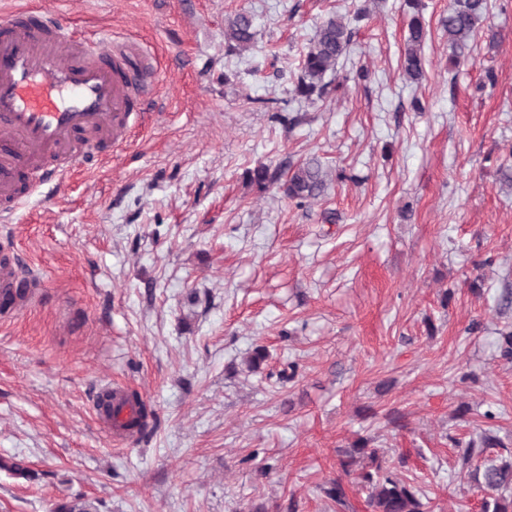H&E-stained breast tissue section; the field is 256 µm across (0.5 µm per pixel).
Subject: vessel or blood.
<instances>
[{
    "label": "vessel or blood",
    "instance_id": "1",
    "mask_svg": "<svg viewBox=\"0 0 512 512\" xmlns=\"http://www.w3.org/2000/svg\"><path fill=\"white\" fill-rule=\"evenodd\" d=\"M151 49L135 41L75 37L60 10L18 8L0 16V213L12 214L36 187L59 184L76 167L99 165L127 142L137 99L156 75ZM42 280L0 248V320L24 312ZM142 395L106 383L95 399L101 429L120 443Z\"/></svg>",
    "mask_w": 512,
    "mask_h": 512
}]
</instances>
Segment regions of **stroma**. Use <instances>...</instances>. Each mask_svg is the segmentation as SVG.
<instances>
[{
  "instance_id": "1",
  "label": "stroma",
  "mask_w": 512,
  "mask_h": 512,
  "mask_svg": "<svg viewBox=\"0 0 512 512\" xmlns=\"http://www.w3.org/2000/svg\"><path fill=\"white\" fill-rule=\"evenodd\" d=\"M449 2L422 0L412 82L403 0H0L152 43L158 68L126 145L0 223L45 280L0 324V512H339L320 487L362 438L433 512H479L460 444L483 427L512 454V0L458 66ZM359 8L347 84L294 100L316 27ZM312 160L326 188L299 207L282 185ZM107 382L155 416L134 443L99 427ZM405 5L413 10L408 23L407 46L402 61V71L410 81H418L423 76V64L419 53L427 36L426 27L420 14L419 0H406ZM253 18L246 13H238L224 33L228 53H240L250 47L254 39Z\"/></svg>"
}]
</instances>
